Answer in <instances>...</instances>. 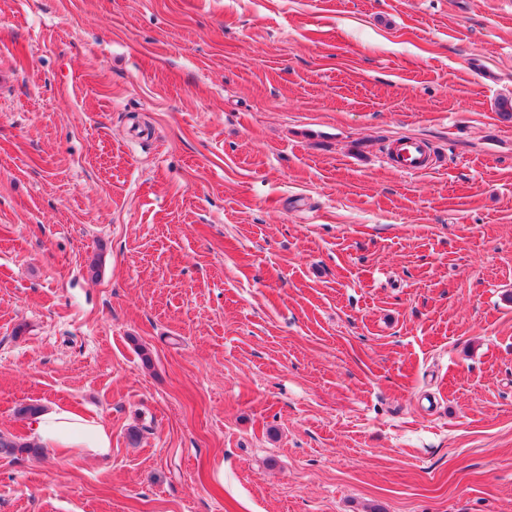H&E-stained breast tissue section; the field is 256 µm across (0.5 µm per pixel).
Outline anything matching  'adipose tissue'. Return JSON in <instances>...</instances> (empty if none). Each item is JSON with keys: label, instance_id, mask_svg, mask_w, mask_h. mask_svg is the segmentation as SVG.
<instances>
[{"label": "adipose tissue", "instance_id": "ef3b65f1", "mask_svg": "<svg viewBox=\"0 0 512 512\" xmlns=\"http://www.w3.org/2000/svg\"><path fill=\"white\" fill-rule=\"evenodd\" d=\"M30 436L41 447L85 459L112 453V433L99 418L83 415L69 407L51 404L29 421Z\"/></svg>", "mask_w": 512, "mask_h": 512}]
</instances>
